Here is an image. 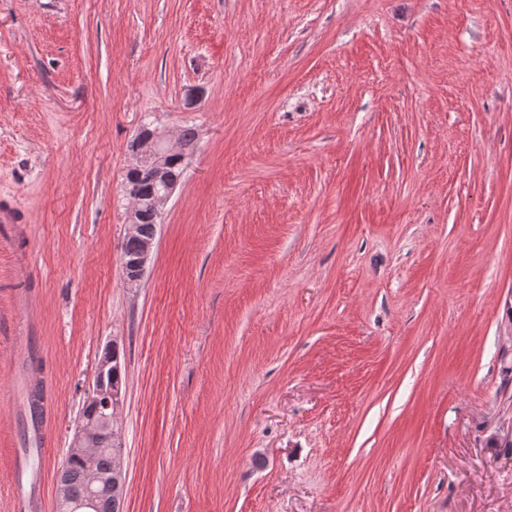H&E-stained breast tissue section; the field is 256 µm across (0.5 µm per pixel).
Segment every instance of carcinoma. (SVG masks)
<instances>
[{
  "instance_id": "carcinoma-1",
  "label": "carcinoma",
  "mask_w": 512,
  "mask_h": 512,
  "mask_svg": "<svg viewBox=\"0 0 512 512\" xmlns=\"http://www.w3.org/2000/svg\"><path fill=\"white\" fill-rule=\"evenodd\" d=\"M183 172L184 166L179 153L169 157L161 174L148 167H136L127 172L125 183L131 185L137 192L136 198L140 200V206L135 212V223L139 224V230L137 236L123 239L120 248L121 262H130L137 255L142 241L157 233L160 219L154 212L151 201L154 196L163 192L166 183L181 179ZM108 435L109 431L102 427L92 441V447L96 448L97 469L102 475L109 473L113 467V451ZM58 486L65 489L72 501L82 502L86 499L89 484L81 455H66L58 474ZM123 491L122 486L112 489L100 487L92 512H123Z\"/></svg>"
}]
</instances>
